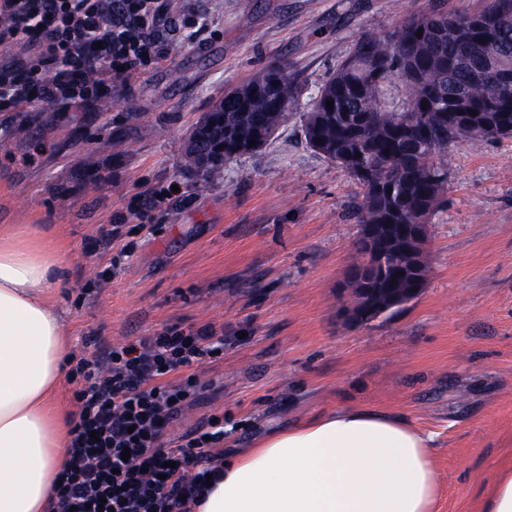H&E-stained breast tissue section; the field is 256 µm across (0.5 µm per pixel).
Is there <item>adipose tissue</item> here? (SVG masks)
Returning a JSON list of instances; mask_svg holds the SVG:
<instances>
[{"instance_id":"ef3b65f1","label":"adipose tissue","mask_w":512,"mask_h":512,"mask_svg":"<svg viewBox=\"0 0 512 512\" xmlns=\"http://www.w3.org/2000/svg\"><path fill=\"white\" fill-rule=\"evenodd\" d=\"M69 264L39 225L0 229V512H50L67 463L56 402L66 339L52 297ZM428 441L379 410L318 413L226 465L194 512H434Z\"/></svg>"}]
</instances>
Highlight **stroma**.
I'll use <instances>...</instances> for the list:
<instances>
[{"label":"stroma","instance_id":"obj_1","mask_svg":"<svg viewBox=\"0 0 512 512\" xmlns=\"http://www.w3.org/2000/svg\"><path fill=\"white\" fill-rule=\"evenodd\" d=\"M486 0H197L208 30L169 43L108 110L0 112V226L40 224L71 254L55 303L69 356L164 327H213L224 353L164 432L224 421V456L315 412L377 408L431 436L436 512H483L512 461V137L441 158L422 293L344 320L359 189L306 142L294 114L261 150L205 181L191 130L223 95L288 61L310 97L368 32ZM165 200L141 216L145 194Z\"/></svg>","mask_w":512,"mask_h":512}]
</instances>
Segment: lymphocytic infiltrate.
Masks as SVG:
<instances>
[{"mask_svg": "<svg viewBox=\"0 0 512 512\" xmlns=\"http://www.w3.org/2000/svg\"><path fill=\"white\" fill-rule=\"evenodd\" d=\"M206 17L186 0H0V49L29 52L0 64V102L68 112L131 93L170 37L196 40ZM224 353L210 327L171 326L81 356L67 466L53 512H192L202 481L224 464V424L179 439L163 429L197 393V372Z\"/></svg>", "mask_w": 512, "mask_h": 512, "instance_id": "f902f5d3", "label": "lymphocytic infiltrate"}]
</instances>
